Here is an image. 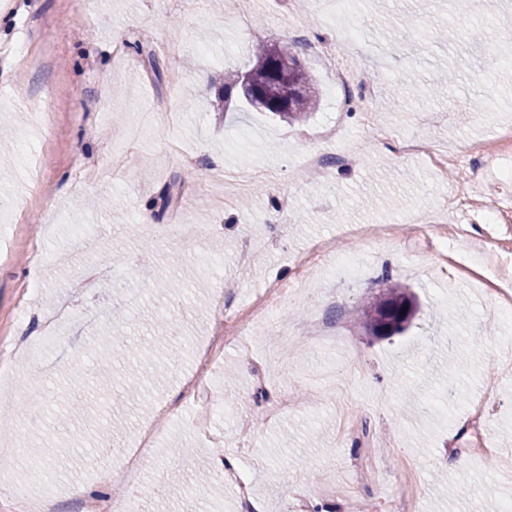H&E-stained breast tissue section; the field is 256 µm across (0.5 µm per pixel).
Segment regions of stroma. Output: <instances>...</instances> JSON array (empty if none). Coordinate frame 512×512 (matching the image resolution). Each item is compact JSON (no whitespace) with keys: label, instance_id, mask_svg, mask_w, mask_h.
Wrapping results in <instances>:
<instances>
[{"label":"stroma","instance_id":"35a3bbf8","mask_svg":"<svg viewBox=\"0 0 512 512\" xmlns=\"http://www.w3.org/2000/svg\"><path fill=\"white\" fill-rule=\"evenodd\" d=\"M487 26L512 32V0H474L463 14L455 0H348L338 16L314 0H0V233L13 245L0 261V345L32 344L69 306L58 322L67 353L52 370L0 352V512L17 495L25 512H72L131 492L139 512H241L226 457L255 512H381L398 493L406 512H499L493 481L512 474V373L499 360L512 355V323L488 312L512 291V211L489 219L486 195L512 171L501 139L512 48L476 39ZM21 41L34 64L13 59ZM266 42L314 78L306 122L238 94L219 102ZM342 70L374 76V95L338 84ZM405 137L447 150V168L393 151ZM24 144L39 156L29 168L15 162ZM476 145L479 179L465 163ZM353 149L355 163L339 164ZM311 152L325 169L305 167ZM218 157L224 180L213 183ZM419 217L465 234L440 248ZM179 224L200 225L199 237L168 235ZM353 225L394 233L355 239ZM116 254L124 266L95 294L78 290ZM275 282L294 295L265 323L259 297ZM394 285L418 311L403 334L370 336L361 308ZM107 308L113 324L87 336ZM222 309L243 338L212 366L202 434L186 385ZM116 326L118 349L103 348ZM130 383L141 400L121 401ZM148 430L165 456H126Z\"/></svg>","mask_w":512,"mask_h":512}]
</instances>
